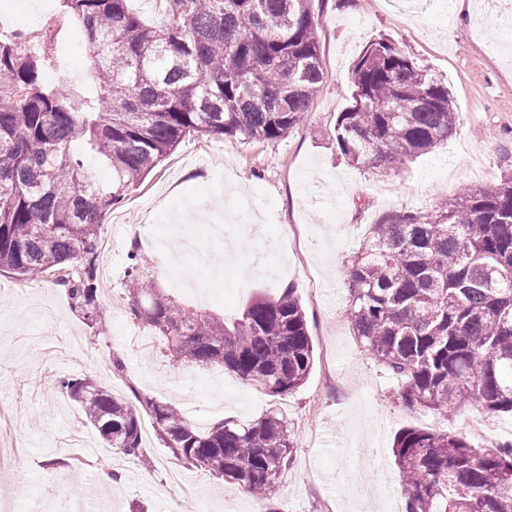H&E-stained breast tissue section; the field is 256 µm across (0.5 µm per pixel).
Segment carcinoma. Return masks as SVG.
Masks as SVG:
<instances>
[{
	"instance_id": "obj_1",
	"label": "carcinoma",
	"mask_w": 512,
	"mask_h": 512,
	"mask_svg": "<svg viewBox=\"0 0 512 512\" xmlns=\"http://www.w3.org/2000/svg\"><path fill=\"white\" fill-rule=\"evenodd\" d=\"M151 26L128 0H59L63 24L95 48L87 97L49 84L51 58L0 35V271L63 280L73 310L100 318L95 255L102 216L121 204L187 136L284 138L324 81L311 0H159ZM353 102L334 127L348 162L397 171L448 141L456 111L448 84L381 37L351 69ZM112 168L90 182L73 144ZM128 305L161 333L175 362L235 373L279 396L302 385L314 346L294 289L252 302L232 325L165 302L130 254ZM347 316L369 354L402 380L405 404L443 415L468 403L512 413V180L464 189L429 211L383 215L346 268ZM54 391L79 403L120 453L141 457L140 417L188 465L268 500L289 464L288 422L199 427L147 395L128 401L87 378ZM405 512H512V442L475 448L448 432L407 428L391 448Z\"/></svg>"
}]
</instances>
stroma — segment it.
<instances>
[{"label": "stroma", "mask_w": 512, "mask_h": 512, "mask_svg": "<svg viewBox=\"0 0 512 512\" xmlns=\"http://www.w3.org/2000/svg\"><path fill=\"white\" fill-rule=\"evenodd\" d=\"M479 0L449 14L448 0H408L389 10L383 0H312L325 73L310 110L287 137L246 142L225 135L186 138L121 205L101 220L112 238L99 251L97 324L74 312L54 273L22 279L0 272V404L21 435L24 453L0 478V512H37L39 503L79 497L82 477L109 468L112 512H185L165 488L171 473L197 487L206 512H405L391 453L406 428L431 430L432 414L405 405L399 377L376 363L355 336L346 309L345 268L369 224L382 215L428 210L455 192L512 178V37L488 27ZM392 39L418 65L448 83L458 123L448 142L386 175L355 167L338 152L334 126L352 103L351 68L368 41ZM186 235L201 243L166 270L165 242ZM149 260V278L164 297L239 317L257 295L294 288L315 348L301 387L280 396L255 392L237 375L174 363L161 334L142 359L126 343L138 323L129 313L127 254ZM53 325L79 346L65 360L18 336ZM122 370H115L114 361ZM60 377H88L117 396L139 392L165 401L206 426L228 419L246 425L282 412L294 448L272 500H259L223 479L190 467L163 445L152 419L141 418L138 466L106 444L78 403L52 392Z\"/></svg>", "instance_id": "35a3bbf8"}]
</instances>
